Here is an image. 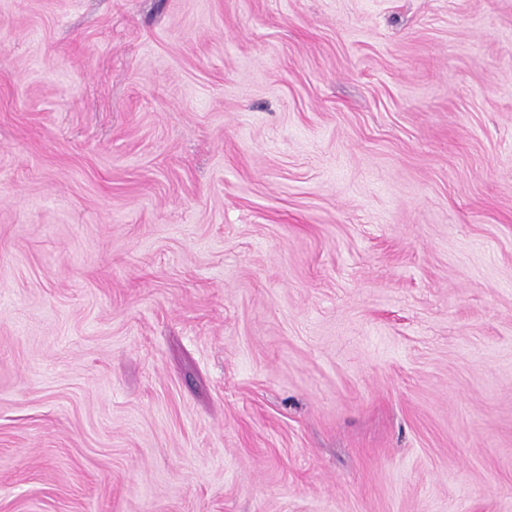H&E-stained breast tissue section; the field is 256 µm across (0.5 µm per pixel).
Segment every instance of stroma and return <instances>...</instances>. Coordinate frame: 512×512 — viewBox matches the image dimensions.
I'll return each mask as SVG.
<instances>
[{
	"instance_id": "35a3bbf8",
	"label": "stroma",
	"mask_w": 512,
	"mask_h": 512,
	"mask_svg": "<svg viewBox=\"0 0 512 512\" xmlns=\"http://www.w3.org/2000/svg\"><path fill=\"white\" fill-rule=\"evenodd\" d=\"M0 512H512V0H0Z\"/></svg>"
}]
</instances>
